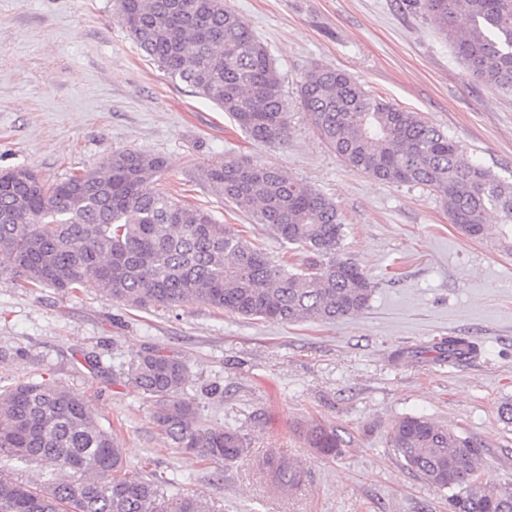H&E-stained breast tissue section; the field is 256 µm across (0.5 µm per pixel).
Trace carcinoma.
<instances>
[{"mask_svg":"<svg viewBox=\"0 0 512 512\" xmlns=\"http://www.w3.org/2000/svg\"><path fill=\"white\" fill-rule=\"evenodd\" d=\"M432 20L441 38L482 83L512 92V0H402ZM119 22L164 72L216 106L253 141L288 134V99L267 46L224 0H117ZM467 26H457L459 17ZM301 103L323 142L350 169L387 184L435 194L448 218L478 240L496 215L512 252V181L467 157L466 148L417 112L378 97L346 72L315 67L299 84ZM163 157L112 153L94 170L47 183L32 169L0 171V274L23 288L76 291L90 283L135 309L205 304L248 319L334 322L368 307L374 283L342 253L335 203L281 169L247 158L217 161L200 178L248 213L302 263L273 259L206 209L157 184ZM448 361L476 348L450 336ZM127 382L153 408L160 431L207 460L233 461L248 448L237 431L197 421L187 396L190 370L177 354L151 351L128 365ZM309 447L332 455L336 434L316 426ZM396 455L448 491V512H512V488L480 487L478 447L456 430L406 415L391 427ZM0 450L38 468L24 482L0 471V512H215L198 494L167 496L159 482L129 471L112 426L83 398L49 380L0 387ZM262 470L284 491L304 472L271 453Z\"/></svg>","mask_w":512,"mask_h":512,"instance_id":"carcinoma-1","label":"carcinoma"}]
</instances>
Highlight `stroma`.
Returning <instances> with one entry per match:
<instances>
[{
    "instance_id": "35a3bbf8",
    "label": "stroma",
    "mask_w": 512,
    "mask_h": 512,
    "mask_svg": "<svg viewBox=\"0 0 512 512\" xmlns=\"http://www.w3.org/2000/svg\"><path fill=\"white\" fill-rule=\"evenodd\" d=\"M226 3L271 53L288 97L286 139L253 143L214 103L171 81L119 23L116 0H0V170L29 167L54 182L117 151L159 155L160 188L249 225L252 241L278 257L271 232L198 170L239 156L281 168L335 202L343 252L376 284L367 308L286 324L199 303L135 310L90 285L60 292L0 277V386L50 379L69 388L117 431L128 466L218 512H448L446 493L390 446L392 423L406 415L469 437L485 478L512 485V425L497 414L512 400V254L498 245L495 218L484 240H470L429 191L345 167L311 126L297 84L316 66L344 70L508 180L512 93L478 81L400 0ZM451 336L474 342L476 355L449 363ZM149 349L186 360L199 423L240 432L246 455L204 461L171 444L123 375ZM314 425L335 431V456L306 445ZM273 450L305 468L301 489L278 492L260 472Z\"/></svg>"
}]
</instances>
